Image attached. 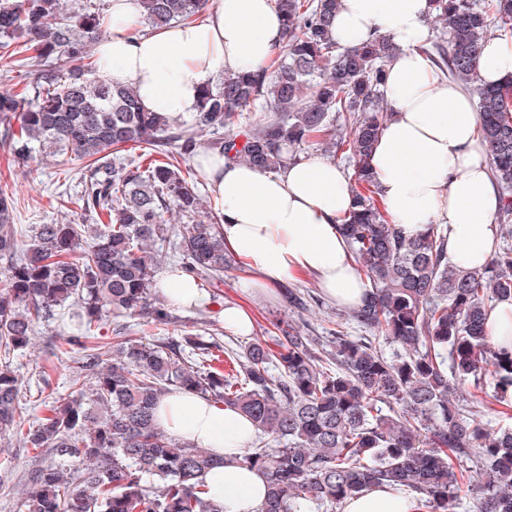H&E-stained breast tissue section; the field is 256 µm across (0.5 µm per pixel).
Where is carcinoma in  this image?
<instances>
[{"label": "carcinoma", "mask_w": 512, "mask_h": 512, "mask_svg": "<svg viewBox=\"0 0 512 512\" xmlns=\"http://www.w3.org/2000/svg\"><path fill=\"white\" fill-rule=\"evenodd\" d=\"M340 0H276L284 45L273 63L224 73L203 88L188 121L148 112L129 84L98 73L93 50L106 32L105 0H0V56L30 80L0 91V148L25 164L39 151L87 162L73 213L94 224H16L15 198L0 189V438L22 436L46 455L28 478L19 512H224L203 480L215 460L156 422L160 397L185 390L230 404L256 427L242 463L262 472L260 512H332L372 486L413 494L428 512H454L463 498L479 512H512V349L492 343L488 311L512 299V245L482 268L448 258L437 225L409 236L390 222L370 169L389 117L383 88L396 48L383 38L343 47L329 36ZM435 34L420 52L439 75L477 97L481 136L512 220V79L477 83L483 42L512 36V0H430ZM128 33L198 18L208 0H138ZM270 115L259 124L245 113ZM313 143L352 167L354 208L341 224L360 273L371 282L328 348L293 324L276 326L224 352L212 336L184 333L155 342L112 336V356L95 342L105 314L166 326L174 317L152 296L174 236L181 271L219 279L236 260L224 250L221 216L201 220L204 198L192 164L208 147L266 172L302 160ZM146 145V165L116 163ZM168 213L177 224L166 223ZM70 313L77 369L89 394L54 402L34 425L18 404L10 358L40 325ZM394 346L388 357L382 344ZM229 357L234 369L215 366ZM492 389L504 423L489 432L477 411L452 400L459 385Z\"/></svg>", "instance_id": "obj_1"}]
</instances>
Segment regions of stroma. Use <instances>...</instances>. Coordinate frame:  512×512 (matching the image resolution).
<instances>
[{
	"mask_svg": "<svg viewBox=\"0 0 512 512\" xmlns=\"http://www.w3.org/2000/svg\"><path fill=\"white\" fill-rule=\"evenodd\" d=\"M82 168V162L77 160L42 155L19 166L0 152V188L12 192L16 198L18 223H65L73 218L70 197L83 189ZM247 276V271L233 268L225 270L222 279L206 282L209 306L174 308L177 323L163 331V338H179L186 330L214 336L225 348L236 351L251 343L253 337L274 331L279 323H294L300 326L304 335L322 336L336 319L338 307L324 296L314 275L303 274L293 282L294 287L309 298L303 309L289 307L280 292L272 296L247 292ZM230 304L245 305L252 313L254 325L249 335L242 336L225 329L219 313ZM69 325V318L64 315L55 324L38 327L29 347L13 362L21 380L20 405L29 421L43 417L51 402L79 387L72 357L53 346L57 333L67 331ZM11 451L15 466L12 474L0 483V512H19L20 501L28 489L25 475L40 461L35 452L26 450L21 440L13 441Z\"/></svg>",
	"mask_w": 512,
	"mask_h": 512,
	"instance_id": "1",
	"label": "stroma"
}]
</instances>
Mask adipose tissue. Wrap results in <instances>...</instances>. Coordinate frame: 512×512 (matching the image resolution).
I'll list each match as a JSON object with an SVG mask.
<instances>
[{
  "mask_svg": "<svg viewBox=\"0 0 512 512\" xmlns=\"http://www.w3.org/2000/svg\"><path fill=\"white\" fill-rule=\"evenodd\" d=\"M137 11L135 0H109L110 34L97 46V66L111 81L131 84L146 110L172 118L195 113L202 87L217 74L267 65L283 46L275 0H211L203 20L134 37L125 23ZM431 13L429 0H341L330 32L342 45L385 37L398 46L384 85L392 117L370 160L380 195L405 233L437 225L452 261L479 268L498 244L500 195L475 96L440 78L419 51ZM478 75L485 85L512 77V42L488 38ZM197 160L223 217L224 248L250 269L251 288L272 292L309 273L337 304H361L370 282L340 230L352 196L336 163L308 158L270 174L206 148ZM161 284L175 306L209 302L208 293L182 272H165ZM157 420L170 435L218 458L204 480L223 495L225 512H259L266 479L240 463L255 433L249 418L233 406L174 390L159 401ZM343 512H423V506L384 486L347 499Z\"/></svg>",
  "mask_w": 512,
  "mask_h": 512,
  "instance_id": "ef3b65f1",
  "label": "adipose tissue"
}]
</instances>
